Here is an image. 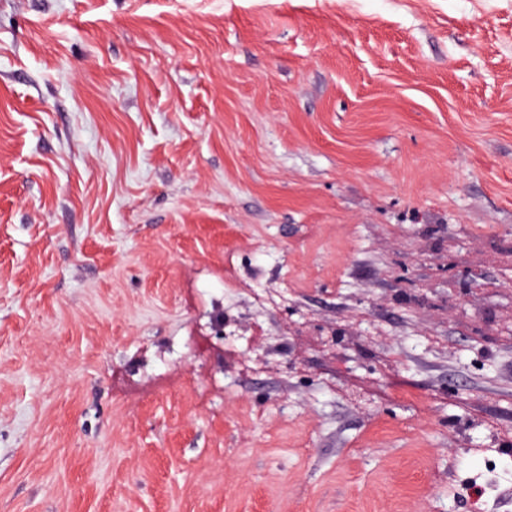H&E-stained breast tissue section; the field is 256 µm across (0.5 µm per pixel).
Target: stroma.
<instances>
[{
    "label": "stroma",
    "mask_w": 512,
    "mask_h": 512,
    "mask_svg": "<svg viewBox=\"0 0 512 512\" xmlns=\"http://www.w3.org/2000/svg\"><path fill=\"white\" fill-rule=\"evenodd\" d=\"M0 512H512V0H0Z\"/></svg>",
    "instance_id": "obj_1"
}]
</instances>
